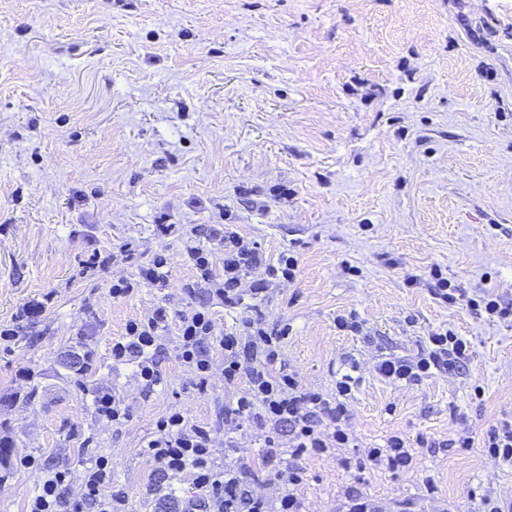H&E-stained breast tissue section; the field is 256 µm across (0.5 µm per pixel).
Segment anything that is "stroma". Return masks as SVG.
I'll return each instance as SVG.
<instances>
[{
  "instance_id": "stroma-1",
  "label": "stroma",
  "mask_w": 512,
  "mask_h": 512,
  "mask_svg": "<svg viewBox=\"0 0 512 512\" xmlns=\"http://www.w3.org/2000/svg\"><path fill=\"white\" fill-rule=\"evenodd\" d=\"M215 224L269 259L295 256L262 313L287 326L283 359L308 388L357 377L359 446L436 442L397 475L361 469L359 446L306 457V512H341L351 492L383 512L512 502V466L444 445L512 423V318L467 304L512 306V0H0V325L19 331L0 349V512H26L47 470L79 497L101 455L129 512H179L188 486L155 492L143 453L174 411L215 429L216 464L259 454L256 430L226 435L222 375L199 388L174 335L153 389L112 363L113 338L158 306L208 305L221 332L250 317L185 289L186 249L212 247ZM129 241L130 261L117 255ZM96 249L115 263L81 273ZM158 253L166 285L113 298V279ZM435 269L457 303L434 295ZM49 292L43 315L17 319ZM446 331L469 342L456 368L379 374ZM98 386L125 398V425L99 419Z\"/></svg>"
}]
</instances>
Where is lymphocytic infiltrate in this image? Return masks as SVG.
<instances>
[{"mask_svg": "<svg viewBox=\"0 0 512 512\" xmlns=\"http://www.w3.org/2000/svg\"><path fill=\"white\" fill-rule=\"evenodd\" d=\"M211 236L224 250L223 273L215 271L212 250L191 246L187 255L197 273L196 287L223 300L225 306L236 307L247 297L258 299L273 283L296 275L297 261L290 254L269 261L237 232L218 224ZM170 331L178 339L179 361L199 385H207L215 356H222L224 387L230 393L224 421L239 429L260 430L264 453L247 466L216 465L212 429L173 412L158 421L144 447L153 476L162 482L188 481L192 495L182 512H303L297 494L305 480L303 457L324 456L356 442L347 424L346 406L355 377L342 374L330 395L310 390L282 360L287 326L267 324L258 313L239 331L222 334L204 305L174 316L159 307L147 319L129 321L123 336L112 342L113 364L134 365L137 380L144 388H153L159 381L156 354L160 340ZM468 349L463 338L437 332L416 361L387 359L378 370L388 379L410 382L455 367ZM432 445L425 437L394 434L385 446L364 449L360 465L373 471H406L412 468L417 449ZM262 472L277 485L275 497L257 492ZM67 483V472L48 475L39 484L28 512H127L129 494L113 484L109 458L99 457L85 469L80 501L65 499ZM107 486L112 492L106 496L102 490Z\"/></svg>", "mask_w": 512, "mask_h": 512, "instance_id": "obj_1", "label": "lymphocytic infiltrate"}]
</instances>
